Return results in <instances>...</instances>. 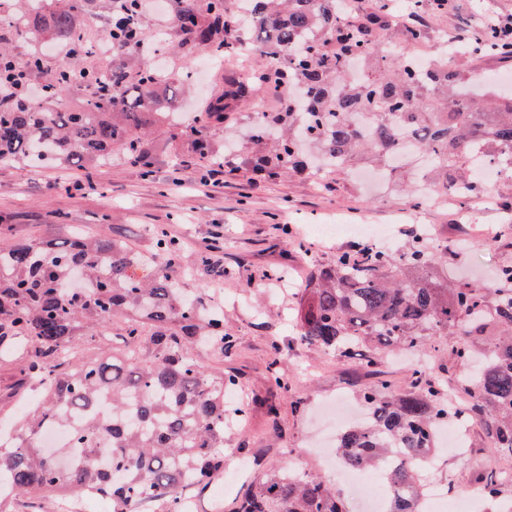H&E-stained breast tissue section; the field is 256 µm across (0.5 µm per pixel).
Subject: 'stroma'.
Wrapping results in <instances>:
<instances>
[{
  "label": "stroma",
  "instance_id": "35a3bbf8",
  "mask_svg": "<svg viewBox=\"0 0 512 512\" xmlns=\"http://www.w3.org/2000/svg\"><path fill=\"white\" fill-rule=\"evenodd\" d=\"M428 41L424 54L446 53L457 29L476 26L481 20L512 15V0H451V8L419 10ZM0 42L17 59H24L31 45L49 47L47 72L33 76L29 95L41 103L40 88L47 84L52 68L60 66L52 52V39L41 34L16 36L0 25ZM257 53L245 51L227 58L209 73L206 85L185 81L176 104L185 121L224 90V74L263 64ZM249 108L231 113L216 125L209 137L215 158L232 153L235 167L224 174L220 188H200L184 160L195 157L187 142L171 143L151 134L144 143L142 162L117 160L98 169L95 179L103 192L70 190L69 182L84 178L83 170L55 163L33 170L23 165L0 167V215L6 216L14 241L60 242L79 232L125 241L143 256L154 250L152 229L163 227L168 236L183 244V260L192 276L183 286L189 291L206 290L224 307V331L234 337L230 355L206 347L192 348V355L213 370L233 371L237 385L232 399L270 397L278 405L277 423H270L263 408H253L246 418L228 414L224 426V510L234 512L236 500L248 485L265 475L286 468L285 449H293L298 467L315 470L338 483L332 469L314 449L317 408L337 394H353L365 379L363 368L340 361L294 341L290 316L297 307L300 288L315 265L335 262L350 240L310 239V224H331L344 219L350 224H388L393 242L407 249L417 224L432 229L434 242L448 249V271L463 282L474 281L481 272L512 265V211L498 208V200L512 197V181L499 180L494 200L485 201L478 223H467L462 210L446 199H433L417 219L402 220L409 206L403 188H382L356 183L351 176L329 180L326 176L292 173L277 179L257 180L253 170L269 153L265 143L251 136ZM220 238L219 264L223 280L197 268L196 258L208 241ZM280 361L290 383L288 393L273 390L269 371ZM19 353L0 356V428L12 427L25 411L33 393L22 383ZM466 455L444 452L434 473L440 484H453L458 495L468 497L476 512H492L479 487L469 480L475 470H495L504 456L485 453L479 432L468 436ZM244 450L254 466L235 476V453Z\"/></svg>",
  "mask_w": 512,
  "mask_h": 512
}]
</instances>
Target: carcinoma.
<instances>
[{
  "instance_id": "1",
  "label": "carcinoma",
  "mask_w": 512,
  "mask_h": 512,
  "mask_svg": "<svg viewBox=\"0 0 512 512\" xmlns=\"http://www.w3.org/2000/svg\"><path fill=\"white\" fill-rule=\"evenodd\" d=\"M25 0L8 19L18 33H47L74 56L93 47L80 19L94 0H44L38 10ZM254 23L242 24L226 0H177L175 38L187 54L236 56L242 37L266 63L246 74L224 75V93L191 124L170 111L183 77L119 64L110 70L57 68L47 84L45 107L0 108V163L32 168L48 160L93 170L112 158L139 162L142 132L152 127L203 146L212 126L229 112L269 91L278 111L262 113L256 139L276 133L273 157L260 171L275 178L300 162L304 143L316 145L328 171L345 172L363 155L375 166L406 147L427 159L425 182L465 208L485 159L502 162L512 180V94L494 96L468 85L467 74L448 58L418 71L425 33L414 26L399 50H377L383 22L366 29L342 14L339 0H252ZM112 50L131 53L152 42L140 0H116ZM466 50L512 57L490 29ZM85 92L75 108L63 96ZM154 254L143 258L124 243L75 236L65 245L13 244L0 248V344L24 343L23 378L42 401L21 420L22 436L0 448V476L12 494L43 498L54 493L101 495L112 512H140L159 500L162 512H182L185 488L207 487L224 470V392L237 384L231 372L212 373L188 349L208 343L228 352L224 312L209 307L207 294L192 297L180 284L186 275L182 246L162 227L153 229ZM418 235L398 256L363 246L343 252L310 276L295 340L348 361L365 351L370 381L361 399L368 419L345 427L336 442L339 460L362 470L381 469L390 490L388 512H420L416 472L432 462L438 427L449 421L477 425L487 451L512 456V265L495 269L484 284L442 283L434 272L438 253ZM83 272L77 291L63 288L71 272ZM119 320L129 342L124 352L73 361L68 350L87 324ZM428 336H456L451 367L467 378H443L422 366L406 387L381 378L377 352L415 349ZM453 384L467 394L450 408L441 396ZM84 414L71 428L79 453L62 470L41 452L37 437L53 422ZM492 504L512 499V472L476 471ZM236 512H346L336 488L322 477L293 470L267 476L247 491Z\"/></svg>"
}]
</instances>
